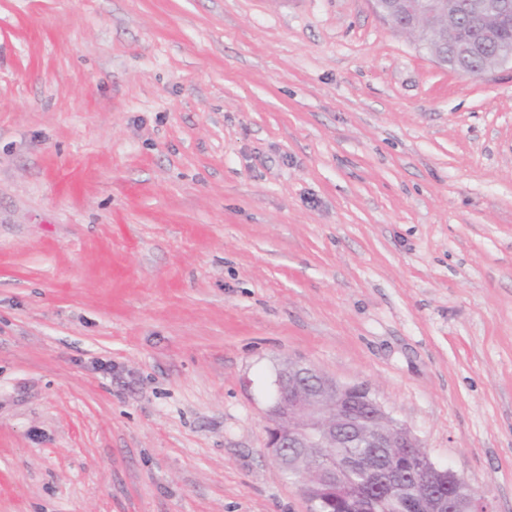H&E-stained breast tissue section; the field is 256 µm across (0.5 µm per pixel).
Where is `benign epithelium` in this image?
<instances>
[{"instance_id": "7a95c632", "label": "benign epithelium", "mask_w": 512, "mask_h": 512, "mask_svg": "<svg viewBox=\"0 0 512 512\" xmlns=\"http://www.w3.org/2000/svg\"><path fill=\"white\" fill-rule=\"evenodd\" d=\"M374 10L396 31L431 48L437 63L450 69L484 46L492 47L479 74L512 65V43L500 40L512 24V0H370ZM274 393L266 408L267 449L295 482L310 507L319 512L309 485L336 488L344 475L360 471L365 482L347 497L346 512H378L379 486H390V498L402 494L398 480L410 476L417 491L411 505L420 512H491L482 491L449 467L436 465L404 425L398 423L364 384H343L313 366L289 360L276 372ZM353 436L365 448L388 449L374 455H336Z\"/></svg>"}]
</instances>
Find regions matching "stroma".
<instances>
[{"label": "stroma", "instance_id": "stroma-1", "mask_svg": "<svg viewBox=\"0 0 512 512\" xmlns=\"http://www.w3.org/2000/svg\"><path fill=\"white\" fill-rule=\"evenodd\" d=\"M288 360L512 512V67L370 0H0V512H308Z\"/></svg>", "mask_w": 512, "mask_h": 512}]
</instances>
